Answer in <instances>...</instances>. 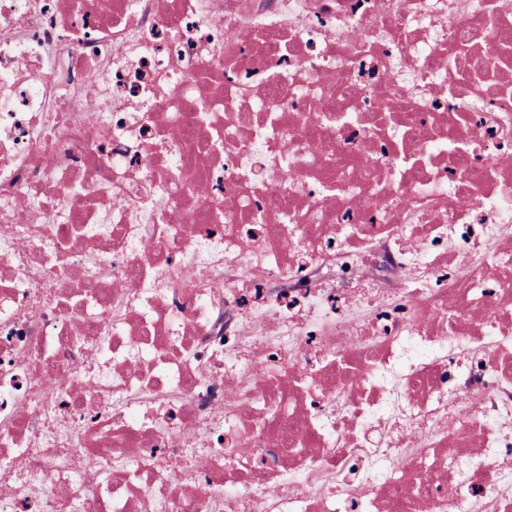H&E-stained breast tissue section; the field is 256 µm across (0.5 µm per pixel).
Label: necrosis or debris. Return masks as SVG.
I'll return each mask as SVG.
<instances>
[{
  "label": "necrosis or debris",
  "instance_id": "obj_1",
  "mask_svg": "<svg viewBox=\"0 0 512 512\" xmlns=\"http://www.w3.org/2000/svg\"><path fill=\"white\" fill-rule=\"evenodd\" d=\"M0 512H512V0H0Z\"/></svg>",
  "mask_w": 512,
  "mask_h": 512
}]
</instances>
